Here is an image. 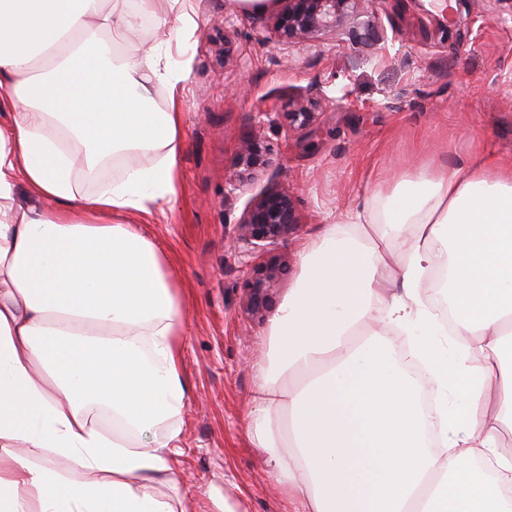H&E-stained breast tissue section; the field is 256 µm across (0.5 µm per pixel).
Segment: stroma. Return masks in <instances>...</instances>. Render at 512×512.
<instances>
[{
    "label": "stroma",
    "mask_w": 512,
    "mask_h": 512,
    "mask_svg": "<svg viewBox=\"0 0 512 512\" xmlns=\"http://www.w3.org/2000/svg\"><path fill=\"white\" fill-rule=\"evenodd\" d=\"M191 5L198 29L187 55L171 54L175 64L190 60L177 194L140 220L186 301L189 401L174 463L195 512H210L208 489L226 486L240 512H297L242 426L269 321L306 245L351 204L422 165L460 168L483 151L512 157V0H471L466 27L452 33L430 0H360L336 29L290 47L272 11L246 14L231 0ZM307 101L315 122L289 133L284 113ZM253 136L268 145L270 164L245 180L236 159ZM271 185L292 196L297 231L273 245L239 242L236 224ZM272 261L282 272L265 309L250 313L247 287Z\"/></svg>",
    "instance_id": "stroma-1"
}]
</instances>
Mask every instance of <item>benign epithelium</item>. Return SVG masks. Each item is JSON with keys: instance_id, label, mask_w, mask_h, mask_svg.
<instances>
[{"instance_id": "1", "label": "benign epithelium", "mask_w": 512, "mask_h": 512, "mask_svg": "<svg viewBox=\"0 0 512 512\" xmlns=\"http://www.w3.org/2000/svg\"><path fill=\"white\" fill-rule=\"evenodd\" d=\"M280 8L274 15L275 32L286 45H298L312 34L336 28L345 15L354 12L359 0H277ZM316 113L304 105L284 113L288 131H301L312 124ZM269 149L257 139H247L241 144L236 165L254 172L269 164ZM298 228L292 197L277 188L263 190L249 207L243 220L237 224L238 238L248 244L268 242L275 244L288 239ZM280 268L270 266L249 285L247 310L255 313L263 309L271 284Z\"/></svg>"}]
</instances>
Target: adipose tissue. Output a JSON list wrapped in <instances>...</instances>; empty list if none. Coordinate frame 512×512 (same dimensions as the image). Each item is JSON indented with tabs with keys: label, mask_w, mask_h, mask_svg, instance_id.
<instances>
[{
	"label": "adipose tissue",
	"mask_w": 512,
	"mask_h": 512,
	"mask_svg": "<svg viewBox=\"0 0 512 512\" xmlns=\"http://www.w3.org/2000/svg\"><path fill=\"white\" fill-rule=\"evenodd\" d=\"M145 18L182 42L198 26L190 0H0V512H192L183 298L131 221L176 193L189 65L96 38ZM107 158L119 178L83 191ZM19 180L49 209L18 206ZM442 267L449 329L425 300ZM258 377L247 434L301 512H512V159L419 167L326 225Z\"/></svg>",
	"instance_id": "adipose-tissue-1"
}]
</instances>
